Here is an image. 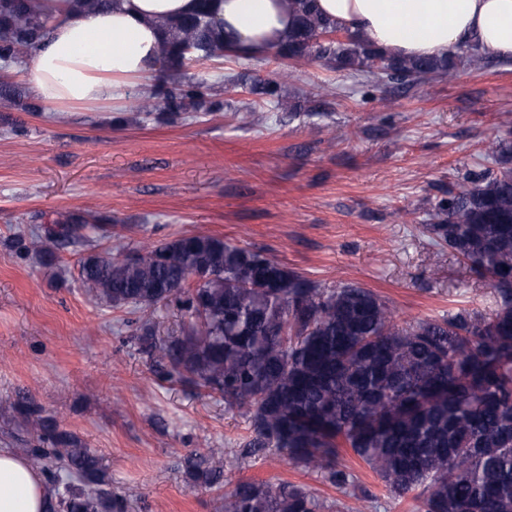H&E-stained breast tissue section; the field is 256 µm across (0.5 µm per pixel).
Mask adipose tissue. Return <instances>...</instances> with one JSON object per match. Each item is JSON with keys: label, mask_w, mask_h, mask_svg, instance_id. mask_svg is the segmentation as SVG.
Wrapping results in <instances>:
<instances>
[{"label": "adipose tissue", "mask_w": 512, "mask_h": 512, "mask_svg": "<svg viewBox=\"0 0 512 512\" xmlns=\"http://www.w3.org/2000/svg\"><path fill=\"white\" fill-rule=\"evenodd\" d=\"M54 18L27 71L52 112H97L129 89L150 86L164 56L160 20L190 13L196 0H114L86 11L71 0H37ZM321 17L394 58L447 57L469 44L512 58V0H316ZM226 42L253 54L287 40L295 14L283 0H219ZM51 492L29 461L0 448V512H47Z\"/></svg>", "instance_id": "ef3b65f1"}]
</instances>
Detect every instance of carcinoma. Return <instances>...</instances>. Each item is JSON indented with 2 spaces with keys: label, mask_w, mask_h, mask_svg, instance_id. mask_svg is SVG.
<instances>
[{
  "label": "carcinoma",
  "mask_w": 512,
  "mask_h": 512,
  "mask_svg": "<svg viewBox=\"0 0 512 512\" xmlns=\"http://www.w3.org/2000/svg\"><path fill=\"white\" fill-rule=\"evenodd\" d=\"M164 19L162 76L133 102L154 119L184 120L224 111L214 84L183 73L187 59L239 57L211 11ZM296 27L268 53L281 63L305 59L350 71L363 83L412 87L451 79L458 66L480 67L477 46L443 59H396L323 21L312 0H284ZM51 18L34 0H0V67L24 63L47 35ZM280 69L252 88L264 102L234 110L242 126L283 106ZM497 169L470 172L440 200L423 233L461 257L496 298L490 314L461 309L440 320L395 322L375 292L353 284L321 288L275 257L224 238L192 233L108 255L89 235L102 229L84 213L13 239L19 255L45 262L58 250L81 251L79 277L113 309L136 315L140 350L185 386L217 394L248 422L242 451L268 448L320 472L338 488L355 475L338 461L349 449L398 496L420 491L421 512H512V145L495 143ZM203 274L201 281L194 275ZM176 304L189 316L177 336L160 338L153 316ZM26 433L48 448H26L54 485L48 512H125L108 489L96 450L59 429L41 406L7 401ZM223 449L192 452L185 467L207 487L224 478ZM327 505L288 482L240 481L224 491L218 512H325Z\"/></svg>",
  "instance_id": "cac0c4a2"
}]
</instances>
